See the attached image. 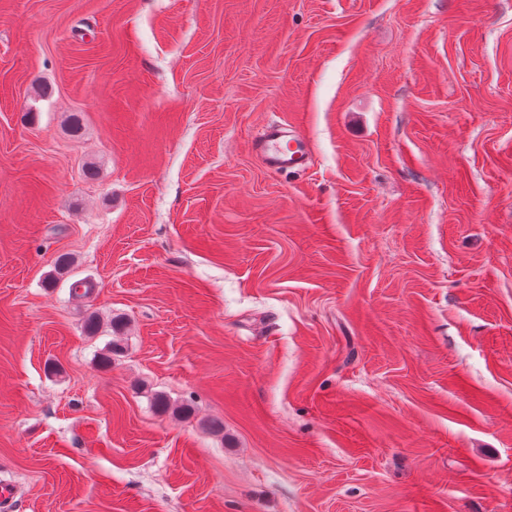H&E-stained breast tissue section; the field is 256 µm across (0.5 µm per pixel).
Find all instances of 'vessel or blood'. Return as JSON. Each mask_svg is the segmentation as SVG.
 <instances>
[{
    "label": "vessel or blood",
    "instance_id": "vessel-or-blood-1",
    "mask_svg": "<svg viewBox=\"0 0 512 512\" xmlns=\"http://www.w3.org/2000/svg\"><path fill=\"white\" fill-rule=\"evenodd\" d=\"M253 151L274 174L306 169L312 157L307 137L296 127L282 122L264 125L253 141Z\"/></svg>",
    "mask_w": 512,
    "mask_h": 512
}]
</instances>
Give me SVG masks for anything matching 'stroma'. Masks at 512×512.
<instances>
[{
    "label": "stroma",
    "instance_id": "1",
    "mask_svg": "<svg viewBox=\"0 0 512 512\" xmlns=\"http://www.w3.org/2000/svg\"><path fill=\"white\" fill-rule=\"evenodd\" d=\"M2 484L512 512V0H0ZM286 142L288 150L282 147ZM253 151L261 164L274 174L304 170L312 157L307 137L296 127L282 122L264 125L253 140Z\"/></svg>",
    "mask_w": 512,
    "mask_h": 512
}]
</instances>
